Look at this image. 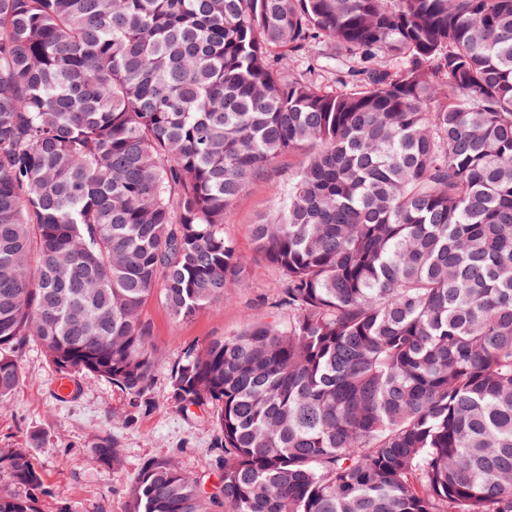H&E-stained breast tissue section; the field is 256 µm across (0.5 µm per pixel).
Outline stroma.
Masks as SVG:
<instances>
[{"label": "stroma", "mask_w": 512, "mask_h": 512, "mask_svg": "<svg viewBox=\"0 0 512 512\" xmlns=\"http://www.w3.org/2000/svg\"><path fill=\"white\" fill-rule=\"evenodd\" d=\"M303 155L282 158L269 180L251 184L224 217V231L239 252L253 253L250 226L278 205L287 189L288 173L300 167ZM280 273L268 264L253 267L249 277L226 289L209 309L184 322H173L162 306L149 302L144 310L153 328L158 357L150 386V408L111 383L91 376L79 378L76 396H57L60 381L41 348L29 344L19 352L22 378L7 405L0 407V448L27 449L40 467L51 494L41 512H125L126 490L150 458L172 456L188 474L207 485L218 482L214 445L219 430L210 409H182L169 392L171 369L185 351L205 339L240 331L246 322L286 321L287 309L276 308ZM117 440L123 465L112 470L94 448L103 437Z\"/></svg>", "instance_id": "obj_1"}]
</instances>
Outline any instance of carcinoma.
<instances>
[{"label":"carcinoma","instance_id":"cac0c4a2","mask_svg":"<svg viewBox=\"0 0 512 512\" xmlns=\"http://www.w3.org/2000/svg\"><path fill=\"white\" fill-rule=\"evenodd\" d=\"M294 152L246 258L224 215ZM258 261L288 322L169 378L221 481L152 459L128 512H512V0H0V404L29 342L148 404L146 304ZM2 471L40 512L26 449Z\"/></svg>","mask_w":512,"mask_h":512}]
</instances>
